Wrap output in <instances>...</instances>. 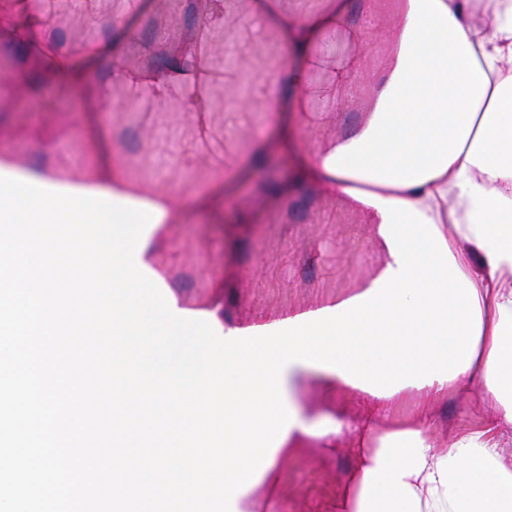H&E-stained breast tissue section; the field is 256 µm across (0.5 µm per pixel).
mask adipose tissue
<instances>
[{"label":"adipose tissue","instance_id":"obj_1","mask_svg":"<svg viewBox=\"0 0 512 512\" xmlns=\"http://www.w3.org/2000/svg\"><path fill=\"white\" fill-rule=\"evenodd\" d=\"M387 37L377 58L360 51L358 34L345 60L332 62L349 0L288 15L272 0H252L256 15L279 32L296 61L287 76L262 79L268 109L304 111L306 95L339 101L365 93L360 120L306 149L295 180L357 211L374 230L383 266L396 259L380 233L383 218L355 192L405 201L438 228L459 270L474 285L482 332L468 370L425 385L439 399L466 383L495 405L482 425L435 437L428 409L413 423L368 432L359 463L336 499V512H512V458L502 452L512 435V0H365ZM329 69L320 84L313 70ZM72 189L104 192L145 203L170 223L168 196H148L113 177L105 186L75 181ZM316 374L346 394L358 389L336 372L303 364L286 368L287 403L296 411L277 454L297 452L308 439L334 442L333 418L311 424L301 415L302 384Z\"/></svg>","mask_w":512,"mask_h":512}]
</instances>
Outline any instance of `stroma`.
I'll list each match as a JSON object with an SVG mask.
<instances>
[{"instance_id": "1", "label": "stroma", "mask_w": 512, "mask_h": 512, "mask_svg": "<svg viewBox=\"0 0 512 512\" xmlns=\"http://www.w3.org/2000/svg\"><path fill=\"white\" fill-rule=\"evenodd\" d=\"M0 16L13 22L0 30V162L65 181L117 174L169 194L177 214L155 233L151 262L179 306L248 327L347 295L376 274L370 225L292 182L300 146L355 123L364 101L315 99L301 121L266 111L260 81L291 55L250 0H0ZM85 50L97 57L84 83L51 75ZM117 67L179 79L132 88L113 79ZM295 123L296 147L281 146L283 126ZM338 405L349 429L336 450L280 458L277 485L244 512H336L376 403L350 396ZM494 411L466 391L432 405L442 437Z\"/></svg>"}]
</instances>
